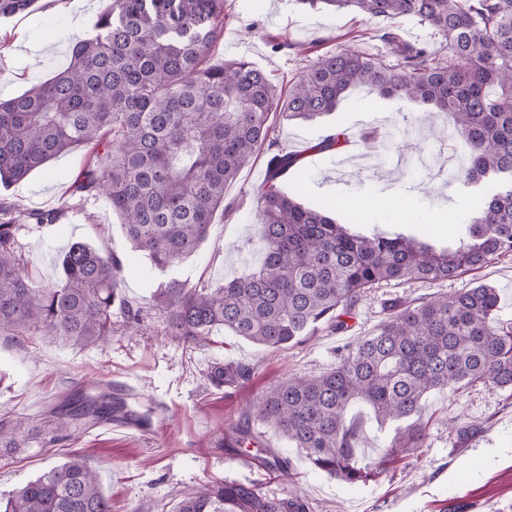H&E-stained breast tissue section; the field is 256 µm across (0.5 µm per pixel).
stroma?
Listing matches in <instances>:
<instances>
[{"mask_svg": "<svg viewBox=\"0 0 512 512\" xmlns=\"http://www.w3.org/2000/svg\"><path fill=\"white\" fill-rule=\"evenodd\" d=\"M89 14L75 27L64 9H49L35 0L27 11L0 17V99L23 93L33 82L62 68L76 37L91 33L111 0H88ZM224 38L212 61L243 57L266 71L280 86L295 78L306 56L357 46L369 54L383 52L370 38L362 17L349 11L303 9L297 0H228ZM292 41L273 51L272 39ZM443 116L426 107L367 97L357 90L333 115L315 121H278L275 137L293 152H303L300 166L280 180L283 191L306 205L325 203L329 187L347 202L336 211L339 223L354 230L404 232L436 247L458 245L477 191L448 180L465 164L459 138L443 139L437 131ZM420 130L408 162L388 149L358 153L317 152L313 146L343 128L366 132ZM90 157L80 146L11 187L0 185V202L21 212H58V219L38 225L22 221L17 240L25 268L37 282L59 277L56 260L68 246L84 241L114 251L122 260L124 294L144 305L145 328L129 333L115 322L107 342L71 346L46 337L0 334V415L28 418L39 433L22 448H0V493L19 487L78 453L97 472L112 512H173L189 490L216 480L258 485L279 495L287 486L255 460L258 447L231 448L227 440L249 399L287 376L317 374L337 362L343 347L372 333L393 300L452 293L483 283L500 295L499 321L512 322V258L505 257L457 279L425 283L391 282L372 289L356 306L343 334L323 331L306 343L267 349L227 331L198 345L167 334L164 316L149 308L163 275L126 241L119 217L102 194L79 196L72 186ZM267 177L266 158L258 156L227 189L237 210L216 213L199 251L173 272L188 284H220L245 274L259 260L248 243L261 226L254 194ZM392 196L407 219L363 210V202ZM454 211L453 223L441 216ZM255 366L242 388L215 387L207 378L227 362ZM98 381L122 390L129 409L150 411L147 428L101 423L86 430L57 431L50 404L75 386ZM473 421L480 430L454 444L447 421ZM424 448L396 462L368 484H347L315 469L273 431L260 447L274 449L290 462L293 480L308 503V512H512V394L491 386L437 391L425 402Z\"/></svg>", "mask_w": 512, "mask_h": 512, "instance_id": "1", "label": "stroma"}]
</instances>
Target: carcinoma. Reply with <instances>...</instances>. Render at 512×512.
<instances>
[{
  "label": "carcinoma",
  "instance_id": "cac0c4a2",
  "mask_svg": "<svg viewBox=\"0 0 512 512\" xmlns=\"http://www.w3.org/2000/svg\"><path fill=\"white\" fill-rule=\"evenodd\" d=\"M34 0H0V16ZM310 8L349 10L379 22L372 37L385 51L356 47L307 60L281 91L247 59L210 61L224 38L227 0H113L94 33L76 40L67 64L21 95L0 100V183L23 182L34 170L78 145L89 162L74 183L80 194H105L123 234L162 272L195 254L225 190L267 148L268 178L256 193L264 233L262 261L239 278L190 286L170 277L151 295L170 333L198 344L224 329L279 349L321 330L340 333L372 288L391 281H446L512 256V0H298ZM429 28L439 46L410 42L402 22ZM355 87L447 114L469 153L452 175L465 185L488 178L496 189L470 214L459 246L437 251L402 234L354 233L319 207H306L278 180L300 155L272 150L277 117L312 121L336 111ZM400 154L411 149L389 131L367 134ZM338 129L312 146L349 143ZM60 279L35 282L17 247V224L0 219V332H37L73 346L105 341L112 318L138 329L143 308L122 293V261L87 242L60 257ZM500 296L487 285L418 302L396 300L370 336L350 345L327 371L284 378L266 388L243 415L278 433L315 468L348 483H367L425 445L420 420L433 391L477 385L512 390V322L495 319ZM249 364L228 362L208 373L216 386L243 387ZM69 405L49 408L58 428L133 423L125 399L82 390ZM361 403L393 433L382 455L356 451L360 429L349 418ZM34 428L0 416V447L19 448ZM290 478L288 461L257 457ZM0 512H112L97 473L80 454L0 495ZM174 512H306L298 493L272 496L254 484L210 482L184 495Z\"/></svg>",
  "mask_w": 512,
  "mask_h": 512
}]
</instances>
